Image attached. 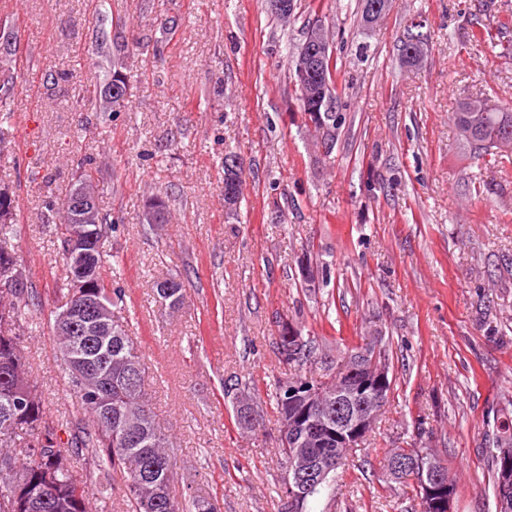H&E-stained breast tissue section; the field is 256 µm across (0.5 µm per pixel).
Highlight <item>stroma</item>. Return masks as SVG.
Instances as JSON below:
<instances>
[{"mask_svg":"<svg viewBox=\"0 0 512 512\" xmlns=\"http://www.w3.org/2000/svg\"><path fill=\"white\" fill-rule=\"evenodd\" d=\"M296 3L285 25L265 0H0L17 76L13 116L0 126V183L16 206L7 246L39 303L21 339L32 378L48 418L72 421L50 330L67 269L45 203L66 194L90 156L100 205L115 219L106 248L135 315L154 419L175 442L176 499L281 512L271 392L379 337L393 351L386 412L317 512H419L407 488L384 478L383 458L420 446L450 460L453 512H495L490 436L512 410V165L474 166L452 114L482 94L512 103V60L472 37L512 27V0H396L370 26L358 0ZM316 16L339 66L343 122L329 150L290 75ZM418 20L428 42L410 66L398 45ZM135 38L143 49L133 56ZM118 61L130 70L126 112L104 103ZM228 155L243 165L234 210L222 195ZM477 173L488 185L479 199L468 191ZM159 191L167 221L150 224L145 201ZM169 278L185 289L177 310L155 290ZM284 323L311 341L309 363L280 356ZM240 382L255 391L254 432L234 420ZM75 470L115 489L92 512H126L118 476L89 459Z\"/></svg>","mask_w":512,"mask_h":512,"instance_id":"1","label":"stroma"}]
</instances>
